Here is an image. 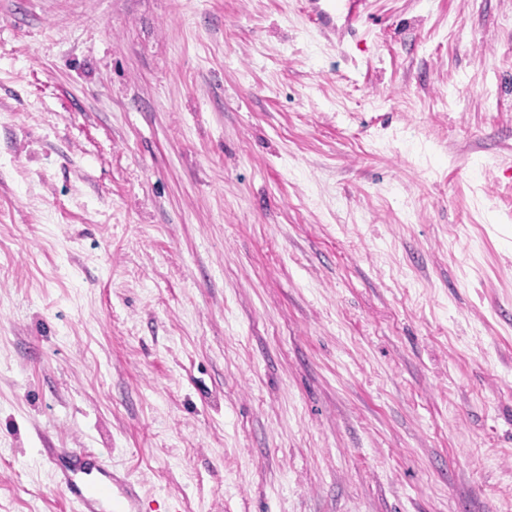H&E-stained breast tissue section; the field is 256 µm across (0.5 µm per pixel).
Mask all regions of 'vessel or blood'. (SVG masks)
Wrapping results in <instances>:
<instances>
[{"mask_svg":"<svg viewBox=\"0 0 512 512\" xmlns=\"http://www.w3.org/2000/svg\"><path fill=\"white\" fill-rule=\"evenodd\" d=\"M363 0H308V13L321 30L331 29L337 13H344L348 24H355L360 17ZM47 460L55 468L58 484L76 503L81 512H131L132 495L114 496L112 473L102 454L65 448L50 452Z\"/></svg>","mask_w":512,"mask_h":512,"instance_id":"b4317fda","label":"vessel or blood"}]
</instances>
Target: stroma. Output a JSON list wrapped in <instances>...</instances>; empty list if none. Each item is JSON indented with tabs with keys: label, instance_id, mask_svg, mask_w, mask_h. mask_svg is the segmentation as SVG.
Returning a JSON list of instances; mask_svg holds the SVG:
<instances>
[{
	"label": "stroma",
	"instance_id": "obj_1",
	"mask_svg": "<svg viewBox=\"0 0 512 512\" xmlns=\"http://www.w3.org/2000/svg\"><path fill=\"white\" fill-rule=\"evenodd\" d=\"M0 0V512H512V0ZM326 2V3H322ZM363 0H308V13L319 29L328 31L336 19V12H346L345 19L354 29L360 17V5ZM46 459L57 471L58 485L82 512H132L134 496L124 492L114 497L112 471L101 453L63 448L47 453Z\"/></svg>",
	"mask_w": 512,
	"mask_h": 512
}]
</instances>
